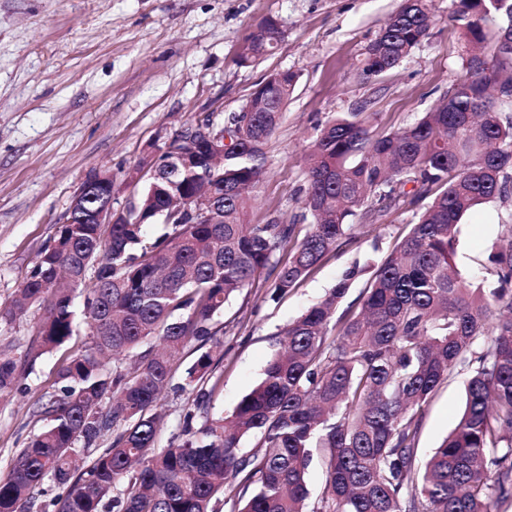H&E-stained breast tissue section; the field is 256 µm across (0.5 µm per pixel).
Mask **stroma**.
Masks as SVG:
<instances>
[{"instance_id":"1","label":"stroma","mask_w":512,"mask_h":512,"mask_svg":"<svg viewBox=\"0 0 512 512\" xmlns=\"http://www.w3.org/2000/svg\"><path fill=\"white\" fill-rule=\"evenodd\" d=\"M400 0H0V310L51 245L89 173L107 169L114 208L137 201L142 184L128 172L154 145L209 111L216 125L241 111L270 73H297L295 91L266 152L269 173L255 192L252 220L301 223L306 156L317 126L339 113L363 112L376 131L414 122L465 75L467 39L450 19L453 0H430L428 36L398 68L363 79L359 68ZM282 38L274 54L251 65L238 59L267 18ZM421 211L384 212L327 254L311 277L273 296L258 280L225 308L211 412L230 414L262 379L275 333L320 300L354 264L372 266L410 230ZM507 211L478 206L461 226L457 262L463 273L488 264ZM44 308L0 318V344L23 355L38 343ZM60 352L43 355L13 398L0 401V476L45 425L36 402L55 391ZM196 359L177 362L160 411L155 445L168 447L196 397L185 381ZM467 371L449 375L423 411L419 458H427L456 426Z\"/></svg>"}]
</instances>
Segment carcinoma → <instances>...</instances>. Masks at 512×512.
I'll return each instance as SVG.
<instances>
[{
  "label": "carcinoma",
  "mask_w": 512,
  "mask_h": 512,
  "mask_svg": "<svg viewBox=\"0 0 512 512\" xmlns=\"http://www.w3.org/2000/svg\"><path fill=\"white\" fill-rule=\"evenodd\" d=\"M500 19L493 34L485 23ZM452 21L479 49L448 96L415 123L371 131L361 112L319 129L308 156L298 224L249 223L266 172L265 148L297 83L252 96L249 111L224 120L222 177L200 146L182 145L190 166L146 183L125 224H64L0 314L14 318L47 303L39 348L21 357L0 349V400L11 397L35 354L63 348L75 325L73 296L86 292L90 343L57 366L56 398L36 407L49 424L0 478V512H30L48 480L66 488L57 512H491L512 507V223L492 246L481 280L457 267L464 217L509 199L512 185V0H459ZM432 25L428 0H403L365 52L359 75L377 77L406 61ZM282 31L254 34L241 56H271ZM206 180L220 224L166 214L172 198ZM412 197L426 201L409 233L376 265L360 309L336 315L351 282L346 270L326 296L280 331L283 350L228 417L210 413L199 389L179 436L157 452L152 413L172 365L193 343H212L187 370L208 383L218 362L216 317L263 271L283 295L329 252L351 241L359 218ZM96 278L86 281L88 267ZM112 369H107V363ZM468 368L455 429L417 460L421 416L454 368ZM94 458L82 454L107 434ZM255 439L244 452L240 442ZM325 481L311 500L314 458Z\"/></svg>",
  "instance_id": "obj_1"
}]
</instances>
